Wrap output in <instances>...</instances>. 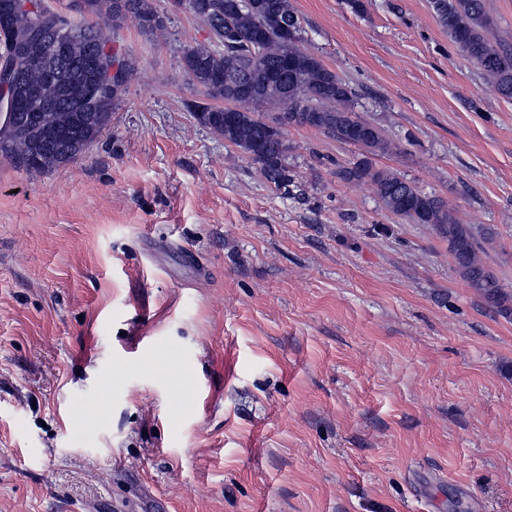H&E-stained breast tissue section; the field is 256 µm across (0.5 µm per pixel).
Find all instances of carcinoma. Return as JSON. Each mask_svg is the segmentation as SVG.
Wrapping results in <instances>:
<instances>
[{
  "mask_svg": "<svg viewBox=\"0 0 512 512\" xmlns=\"http://www.w3.org/2000/svg\"><path fill=\"white\" fill-rule=\"evenodd\" d=\"M188 2L212 39L185 49L183 74L206 97L226 103L197 105L196 117H220L214 132L247 155L272 190L284 197L300 196L288 168L287 127L314 128L368 153L395 148L380 128L354 110L355 90L300 46L301 20L290 0H239L228 10L224 0ZM431 7L452 43L480 65L499 96L512 100V50L491 27L484 0H431ZM68 8L80 20L67 18L43 0H0V59L9 60L15 70L12 92L18 98L34 92L39 102L37 114L0 139V156L17 169L52 170L82 153L49 144L53 129H67L92 142L108 126L104 122L86 131L78 118L90 111L110 119L112 105L134 78L135 64L107 47L103 26L132 15L146 33L165 30L151 0H71ZM269 11L288 21V34L268 20ZM116 62L123 67L124 80L114 89L110 72ZM268 107L280 112L267 117L263 110ZM336 177L343 182L369 179L385 211L410 224L430 225L448 241L457 273L484 305L512 314V293L485 267L471 227L458 222L446 200L374 168L366 158L337 168Z\"/></svg>",
  "mask_w": 512,
  "mask_h": 512,
  "instance_id": "carcinoma-1",
  "label": "carcinoma"
}]
</instances>
